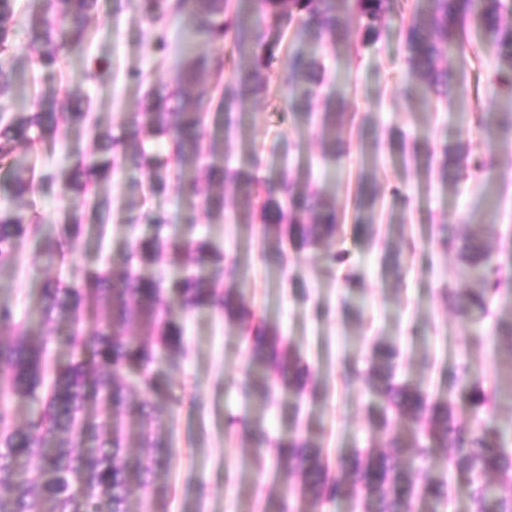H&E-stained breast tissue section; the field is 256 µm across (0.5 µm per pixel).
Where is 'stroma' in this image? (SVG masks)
I'll return each mask as SVG.
<instances>
[{
	"mask_svg": "<svg viewBox=\"0 0 512 512\" xmlns=\"http://www.w3.org/2000/svg\"><path fill=\"white\" fill-rule=\"evenodd\" d=\"M43 8V0H18L14 42L0 54V64L15 69L8 94L11 113L30 112L36 95L60 99L74 91L92 120L118 134L150 88L176 86L185 16L157 27L142 20L132 0H98L84 42L69 48L60 67L48 71L24 61L30 21ZM398 28V19H391L388 34L358 55L346 41L318 50L325 80L313 102L315 111H322L326 98L343 94L377 140V155L364 153L357 131L346 130L341 160L325 156L319 129L294 122L274 98L250 103L239 115L238 132L224 143L230 165L257 154L262 172L287 168L298 187L322 189L342 210H351L358 181L371 183L378 192L370 228L374 245L361 241L348 221L341 224L335 245L344 263L330 268L320 252L290 245L276 257L251 229L259 218L242 209L243 188L225 185L224 219L217 222L198 199L182 192L177 177H169L164 192L154 193L146 175L129 168L97 186L112 203L105 231L85 217L81 238L65 246L62 259L49 260L41 243L29 238L14 266L0 270V303L12 305L17 321H24L41 305L45 279H71L77 270L153 239V225L140 216L161 213L171 222L167 236L193 240L204 235L217 246L226 282L248 281L257 309L278 324L307 366L312 392L302 402L281 388L267 404L242 408L237 386L247 369L250 339L227 323L223 312H175L184 330L182 349L152 365L158 388L144 397L151 405L174 406L164 429L173 457L149 492L130 496L129 512H270L288 483L273 478L276 462L270 457L262 468L242 471L252 443L244 429H227L230 411L244 412L274 440L298 428L334 454L369 442L388 448L401 428L372 425L366 379L371 346L378 339L399 348V377L432 393L447 392L449 372L462 364L489 385L506 372L508 343L498 333L497 319L512 311V141L495 153L490 171L448 187L436 175L406 164L389 141L402 135L438 145L460 140L478 146L481 136L467 116L512 113V88L496 82L494 51L478 43L467 53L465 96L413 104L402 81L406 60ZM161 36L168 43L163 56L154 51ZM98 58L109 61L110 68L100 78H89V65ZM287 142L293 146L288 153L283 150ZM89 144L85 126L64 125L37 152L21 148L17 154L29 157L39 176L68 165L69 151ZM11 206L36 214L46 226L65 223L71 210L69 198L38 189ZM471 222L484 224L486 246L503 278L492 297L491 316L478 326L462 323L448 301L449 292L464 293L473 283L457 249L443 246L438 232L446 224L461 237ZM405 237L413 247L403 250L401 274H385L384 247L400 248Z\"/></svg>",
	"mask_w": 512,
	"mask_h": 512,
	"instance_id": "1",
	"label": "stroma"
}]
</instances>
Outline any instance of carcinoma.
Masks as SVG:
<instances>
[{
  "instance_id": "1",
  "label": "carcinoma",
  "mask_w": 512,
  "mask_h": 512,
  "mask_svg": "<svg viewBox=\"0 0 512 512\" xmlns=\"http://www.w3.org/2000/svg\"><path fill=\"white\" fill-rule=\"evenodd\" d=\"M96 4L97 0H51L48 16L31 23L30 62L44 70L57 68L63 51L83 41ZM138 9L151 24L169 15H188V37L206 39L216 53L207 58L183 54L179 86L172 91L159 87L145 98L142 108L127 118L128 138H114L94 122L90 149L73 152L68 166L41 176L40 183L48 190L75 192L71 217L61 225L59 238L79 239L87 210L98 216V223H105L110 206L96 193L98 182L131 165L149 175L151 191L161 192L172 170L180 173L207 157L208 182L246 189V210L259 216L260 234L269 249L280 254L284 244L298 241L320 251L330 264L343 262L335 244L345 212L328 205L317 189H295L286 169L256 175L253 154L243 166H224L223 147L207 132L211 109L224 115L230 132L238 127L239 112L248 100L267 93L263 72L276 59L283 30L296 19L302 20L300 40L334 45L347 38L346 20L356 17L359 38L352 48L358 53L387 32L388 19L399 16L407 62L405 91L422 103L434 96L465 95L464 82L452 81L448 59H465L472 32L494 48L498 82L512 84V0H426L422 11L408 17L402 0H256L257 14L278 27L274 39L260 22L241 16L232 0H138ZM15 16L16 0H0V53L11 48ZM226 42L227 55L221 53ZM226 67L231 68L228 80L215 84L217 105L194 95L198 86L219 77ZM287 70L281 98L293 117L310 123L323 66L315 55L298 49L288 59ZM13 81L14 69L0 68V110L8 108ZM33 108L28 114L0 118V161H8L0 178V196L17 199L34 189L33 165L13 159L18 146L37 147L62 120L88 123L80 99L71 93L61 101L38 98ZM353 121L342 108L321 113L322 140L332 157L338 156L336 136ZM471 121L489 145L512 135V119L503 122L498 112L477 113ZM441 153L439 178L444 185L488 169L485 155L465 143L445 144ZM433 154L428 143L417 142L409 158L428 171ZM184 188L200 198L211 218L224 219V195L209 193L195 179L184 182ZM376 205L377 193L358 183L353 221L366 237L368 225L375 223ZM467 228L458 251L469 278L479 287L465 293L456 308L465 322L474 324L490 313L489 294L501 283V267L485 248L484 225L475 222ZM40 234L41 226L24 213L0 209V267L14 262L23 240ZM170 249L189 263L207 266V272L167 279L141 274L127 257L113 256L101 266L83 269L64 288L45 282L41 307L23 325L15 321L12 307L0 304V326L17 330L12 342L0 341V512H43L47 503L52 512H127L131 490L153 483L155 469L162 465L158 455L163 450L171 453L160 431L173 407L159 405L147 414L138 399L157 389L150 365L183 344L181 328L164 305L166 293L178 299L184 313L223 311L227 322L252 338L248 374L238 386L245 404L266 403L279 386L296 397L305 394L301 358L277 324L256 314L242 287H223L224 265L209 241L154 239L141 246V258L157 263ZM91 301L105 308L108 316L88 325L85 315ZM138 323L143 332L129 333ZM53 324L66 325L65 333L33 337L34 328ZM55 345L76 354L65 365H53L50 354ZM396 357L392 343H374V424L382 429L403 424L409 429L406 435L392 437V451L353 448L333 462L321 442L302 432L271 448L264 447L267 439L261 428L251 433L255 456L271 454L296 475L290 493L275 503L274 512H318L321 504L335 499L351 501L362 512H436L450 496L454 475L468 478L471 512H512V449L506 447L495 415L500 387L486 386L461 367L448 374L450 396L432 397L421 386L397 379ZM457 397L470 407L471 422L457 420ZM91 398L101 404L93 421L84 414ZM15 400L31 406L22 426L11 410ZM135 430L155 458L130 456L128 440ZM85 435L99 441L97 450L85 453L79 448ZM438 448L449 449L444 473L417 486L416 464L432 458Z\"/></svg>"
}]
</instances>
